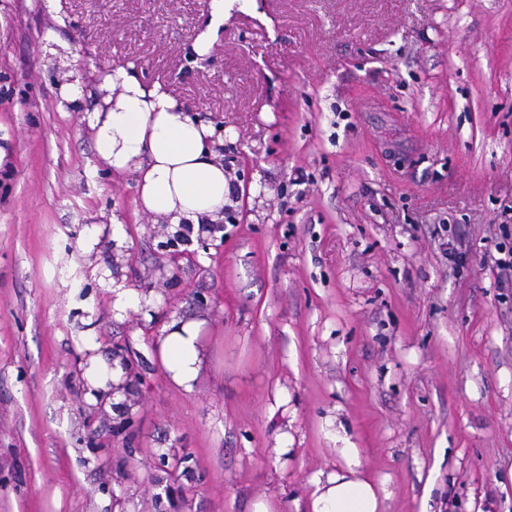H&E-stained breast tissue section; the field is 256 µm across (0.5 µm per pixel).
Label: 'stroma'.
I'll list each match as a JSON object with an SVG mask.
<instances>
[{"label":"stroma","mask_w":512,"mask_h":512,"mask_svg":"<svg viewBox=\"0 0 512 512\" xmlns=\"http://www.w3.org/2000/svg\"><path fill=\"white\" fill-rule=\"evenodd\" d=\"M184 2L0 0V512H308L343 448L381 512H512V0ZM128 64L234 184L176 258L82 119ZM201 322L172 319L165 327L160 358L172 381L185 391H192L202 351L199 342Z\"/></svg>","instance_id":"obj_1"}]
</instances>
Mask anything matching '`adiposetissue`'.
<instances>
[{"label":"adipose tissue","instance_id":"1","mask_svg":"<svg viewBox=\"0 0 512 512\" xmlns=\"http://www.w3.org/2000/svg\"><path fill=\"white\" fill-rule=\"evenodd\" d=\"M85 120L96 157L109 174L138 175L137 207L166 224H213L224 217L230 178L211 124L192 117L160 84L145 85L133 67L105 73ZM201 325L172 319L160 358L172 381L192 390L202 351ZM342 470L315 475L309 512H380V490L361 476L360 451L343 448Z\"/></svg>","mask_w":512,"mask_h":512}]
</instances>
